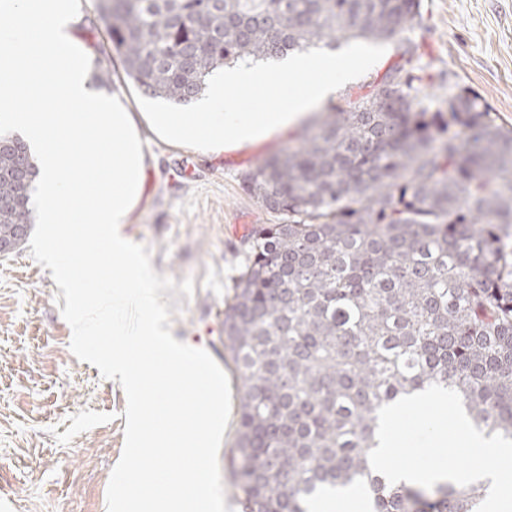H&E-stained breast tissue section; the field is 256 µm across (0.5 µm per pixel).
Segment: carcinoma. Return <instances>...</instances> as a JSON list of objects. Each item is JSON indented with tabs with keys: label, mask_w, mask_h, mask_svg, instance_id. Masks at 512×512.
<instances>
[{
	"label": "carcinoma",
	"mask_w": 512,
	"mask_h": 512,
	"mask_svg": "<svg viewBox=\"0 0 512 512\" xmlns=\"http://www.w3.org/2000/svg\"><path fill=\"white\" fill-rule=\"evenodd\" d=\"M142 94L192 103L226 64L321 43L398 58L288 150L242 178L277 224H253L224 301L242 381L231 465L244 512H309L357 488L367 512H476L490 482L389 484L368 462L379 407L432 384L512 439V129L480 95L439 101L413 74L421 0H96ZM0 236L32 229L36 167L4 135Z\"/></svg>",
	"instance_id": "1"
}]
</instances>
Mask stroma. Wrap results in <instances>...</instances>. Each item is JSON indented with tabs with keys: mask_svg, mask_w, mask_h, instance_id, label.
Wrapping results in <instances>:
<instances>
[{
	"mask_svg": "<svg viewBox=\"0 0 512 512\" xmlns=\"http://www.w3.org/2000/svg\"><path fill=\"white\" fill-rule=\"evenodd\" d=\"M422 12L418 65L435 93H478L512 128V0H422ZM96 17L94 0H80L71 29L93 59L106 41ZM109 66L111 93L136 113L148 154L142 199L122 233L149 248L158 275L176 281L162 295L173 337L205 349L229 372L239 400L241 382L224 350V299L243 266L247 228L276 221L243 190L242 177L294 145L300 130L220 154L169 143L141 114L119 56ZM58 291L29 244L0 255V512H107L122 455L125 393L72 354Z\"/></svg>",
	"mask_w": 512,
	"mask_h": 512,
	"instance_id": "1",
	"label": "stroma"
}]
</instances>
